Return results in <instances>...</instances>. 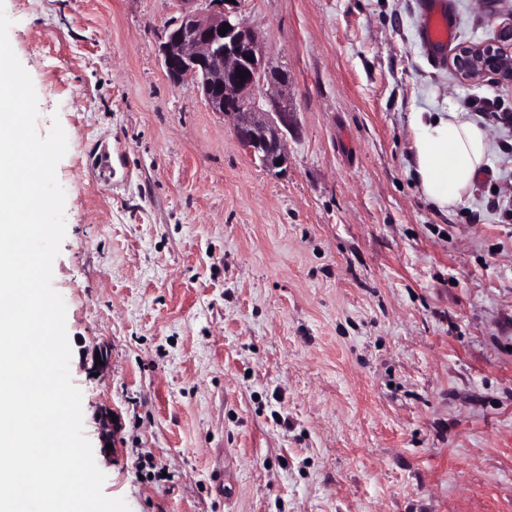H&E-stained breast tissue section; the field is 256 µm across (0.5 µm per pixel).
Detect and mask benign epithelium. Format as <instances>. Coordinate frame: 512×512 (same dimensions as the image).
<instances>
[{"instance_id":"7a95c632","label":"benign epithelium","mask_w":512,"mask_h":512,"mask_svg":"<svg viewBox=\"0 0 512 512\" xmlns=\"http://www.w3.org/2000/svg\"><path fill=\"white\" fill-rule=\"evenodd\" d=\"M181 18L161 46L173 85L188 77L213 112L233 122L234 133L248 155L271 173L288 170V132L295 126L289 102L288 72L263 50L262 39L241 17L242 0H180ZM230 29L219 34L223 25ZM450 65L459 81L479 83L491 76L512 84V23L498 39L453 49ZM246 78L238 77V73Z\"/></svg>"}]
</instances>
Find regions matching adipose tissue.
I'll return each instance as SVG.
<instances>
[{
  "label": "adipose tissue",
  "mask_w": 512,
  "mask_h": 512,
  "mask_svg": "<svg viewBox=\"0 0 512 512\" xmlns=\"http://www.w3.org/2000/svg\"><path fill=\"white\" fill-rule=\"evenodd\" d=\"M409 125L416 188L436 211L448 213L469 196L488 164L489 134L453 102L437 112L410 113Z\"/></svg>",
  "instance_id": "1"
}]
</instances>
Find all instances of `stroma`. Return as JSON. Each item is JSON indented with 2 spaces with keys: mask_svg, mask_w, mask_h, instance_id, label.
Segmentation results:
<instances>
[{
  "mask_svg": "<svg viewBox=\"0 0 512 512\" xmlns=\"http://www.w3.org/2000/svg\"><path fill=\"white\" fill-rule=\"evenodd\" d=\"M60 121L53 263L103 491L131 512H512V86L465 85L417 0H244L287 70L286 173L254 163L160 46L179 0H0ZM456 44L512 0H448ZM453 99L490 162L453 213L408 114Z\"/></svg>",
  "mask_w": 512,
  "mask_h": 512,
  "instance_id": "obj_1",
  "label": "stroma"
}]
</instances>
